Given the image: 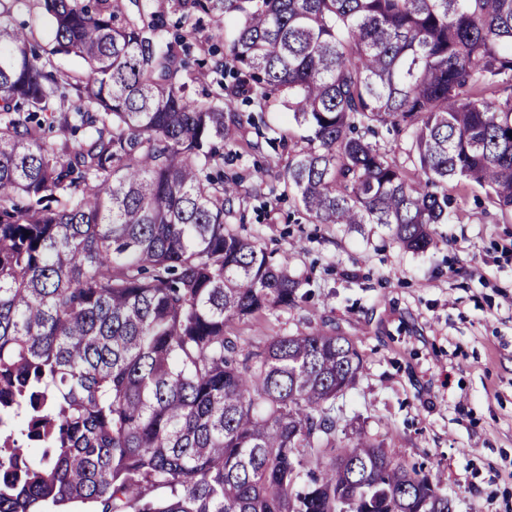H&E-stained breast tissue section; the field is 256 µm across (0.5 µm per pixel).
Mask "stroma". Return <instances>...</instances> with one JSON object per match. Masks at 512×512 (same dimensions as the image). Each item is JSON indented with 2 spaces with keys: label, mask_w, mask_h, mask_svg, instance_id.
<instances>
[{
  "label": "stroma",
  "mask_w": 512,
  "mask_h": 512,
  "mask_svg": "<svg viewBox=\"0 0 512 512\" xmlns=\"http://www.w3.org/2000/svg\"><path fill=\"white\" fill-rule=\"evenodd\" d=\"M236 27L197 15L192 58L223 48ZM287 113L276 100L265 119L288 141L266 143L244 126L224 148V172L240 178L231 229L287 259L305 297L234 322L229 334L251 350L276 335L336 328L364 360L336 402L340 427L423 469L454 512H512V212L478 186L449 182L457 218L434 225L419 252L383 224L310 223L293 199L269 191L302 145Z\"/></svg>",
  "instance_id": "35a3bbf8"
}]
</instances>
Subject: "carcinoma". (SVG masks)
I'll use <instances>...</instances> for the list:
<instances>
[{
  "label": "carcinoma",
  "instance_id": "cac0c4a2",
  "mask_svg": "<svg viewBox=\"0 0 512 512\" xmlns=\"http://www.w3.org/2000/svg\"><path fill=\"white\" fill-rule=\"evenodd\" d=\"M0 0V512H453L336 400L363 359L333 330L245 350L227 328L301 282L225 227L241 99L287 100L279 178L312 224H386L412 251L469 181L512 212V0H41L44 54ZM238 28L186 95L193 13ZM88 67L75 80L53 57ZM62 128L46 140L70 91ZM407 140L411 178L394 147ZM369 140L372 142H379L380 144H397L395 154L393 155L394 160L396 163L403 168L407 173L408 176L411 177L413 171V166L406 160L405 155V148L406 143L403 141V138L397 137L393 133H388L386 129H380L379 135H377L375 138L372 136H368Z\"/></svg>",
  "mask_w": 512,
  "mask_h": 512
}]
</instances>
